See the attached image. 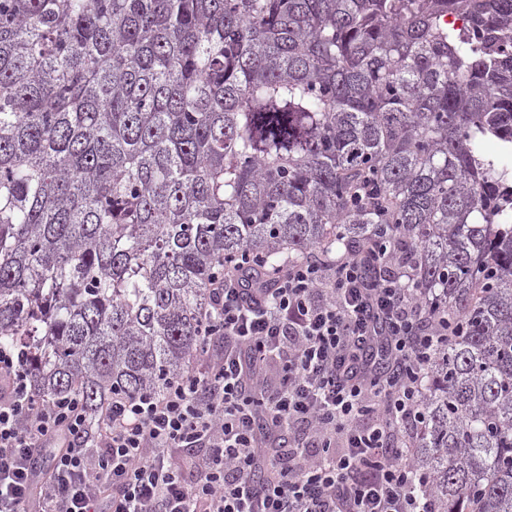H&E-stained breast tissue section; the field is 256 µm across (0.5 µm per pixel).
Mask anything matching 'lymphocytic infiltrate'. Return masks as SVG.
I'll return each mask as SVG.
<instances>
[{"mask_svg": "<svg viewBox=\"0 0 512 512\" xmlns=\"http://www.w3.org/2000/svg\"><path fill=\"white\" fill-rule=\"evenodd\" d=\"M387 257L374 241L293 259L273 288L225 260L201 315L223 351L93 413L34 397L24 352L0 346V512H436L410 448L425 373L455 331ZM176 448L205 449L194 482Z\"/></svg>", "mask_w": 512, "mask_h": 512, "instance_id": "lymphocytic-infiltrate-1", "label": "lymphocytic infiltrate"}]
</instances>
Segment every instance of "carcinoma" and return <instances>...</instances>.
Masks as SVG:
<instances>
[{
  "label": "carcinoma",
  "instance_id": "1",
  "mask_svg": "<svg viewBox=\"0 0 512 512\" xmlns=\"http://www.w3.org/2000/svg\"><path fill=\"white\" fill-rule=\"evenodd\" d=\"M466 12L454 33L443 14ZM512 0H0V344L35 396L163 392L224 260L392 225L439 314L415 463L512 512Z\"/></svg>",
  "mask_w": 512,
  "mask_h": 512
}]
</instances>
